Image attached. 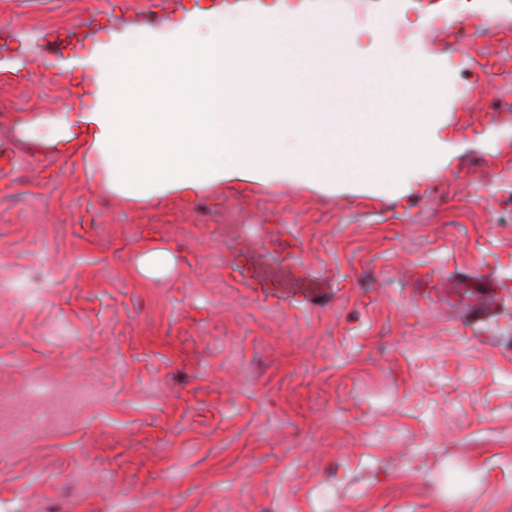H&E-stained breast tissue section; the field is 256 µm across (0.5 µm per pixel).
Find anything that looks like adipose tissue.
I'll list each match as a JSON object with an SVG mask.
<instances>
[{"label": "adipose tissue", "instance_id": "1", "mask_svg": "<svg viewBox=\"0 0 512 512\" xmlns=\"http://www.w3.org/2000/svg\"><path fill=\"white\" fill-rule=\"evenodd\" d=\"M263 14L264 22L229 27L199 10L163 39L108 44L96 59L97 109L46 126L45 137L65 141L73 125L84 126L104 164L105 189L138 200L195 194L236 174L263 184L394 190L435 175L448 154L438 78L393 57L386 65L403 94L391 111H290L272 79L288 59H305L321 98L329 65L342 64L367 86L381 65L352 46L343 18L292 23L283 0ZM418 96L425 111H409L407 98Z\"/></svg>", "mask_w": 512, "mask_h": 512}]
</instances>
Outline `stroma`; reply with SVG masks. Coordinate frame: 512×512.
I'll return each instance as SVG.
<instances>
[{"instance_id":"stroma-1","label":"stroma","mask_w":512,"mask_h":512,"mask_svg":"<svg viewBox=\"0 0 512 512\" xmlns=\"http://www.w3.org/2000/svg\"><path fill=\"white\" fill-rule=\"evenodd\" d=\"M127 2L0 0V149L17 159L0 178V279L36 261L56 274L45 301L0 298V391L38 372L100 395L74 412L56 400L68 430L0 447V512H512V421L496 411L512 401V357L489 325L512 312V294L495 290L497 268L482 259L511 244L494 225L450 223L458 203L438 192L495 151L493 130L460 120L467 98L448 36L460 15L488 19L498 0H285L298 18L346 16L364 55H403L439 74L456 146L410 192L236 176L201 196L146 202L104 192L86 130L63 144L34 127L96 107L95 54L112 40L164 37L198 8L252 22L266 0ZM426 15L443 16V30L418 29ZM19 18L40 23L37 39ZM303 68L297 57L275 75L298 112H340L354 97L360 111L385 112L396 92L392 75L368 88L339 73L320 101ZM327 200L353 203L344 225L311 236L286 226L287 207ZM228 202L260 205V221L275 225L283 284L259 258H225L215 226ZM417 204L438 223L414 224ZM452 240L478 245L466 259L479 287L462 303L430 261ZM154 250L171 263L152 277L139 260ZM379 254L388 266L356 288L362 262ZM385 328L401 353L367 360ZM415 353L450 371L447 390L414 372ZM339 456L345 472L333 481ZM71 471L90 481L86 500L61 501Z\"/></svg>"}]
</instances>
